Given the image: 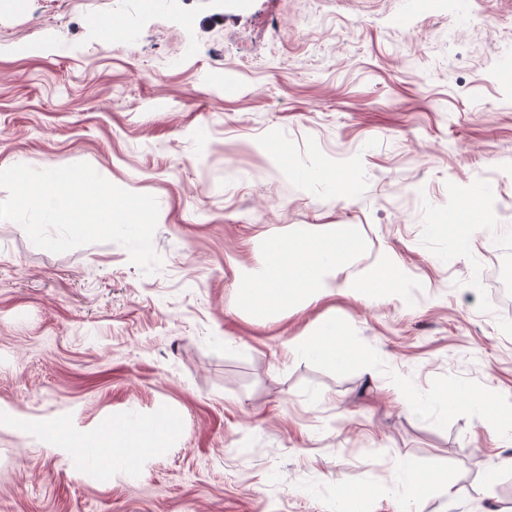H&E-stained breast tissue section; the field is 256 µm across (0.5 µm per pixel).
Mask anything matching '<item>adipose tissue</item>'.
Segmentation results:
<instances>
[{
	"label": "adipose tissue",
	"instance_id": "obj_1",
	"mask_svg": "<svg viewBox=\"0 0 512 512\" xmlns=\"http://www.w3.org/2000/svg\"><path fill=\"white\" fill-rule=\"evenodd\" d=\"M284 347L287 356L297 363L307 360L330 365L357 362L369 371L379 361L374 352L355 344L351 336L332 322L318 327L314 333L287 339ZM180 431L178 413L166 411L134 421L126 418L113 425L99 427L84 434L77 445L92 448L102 461V469L135 468L162 453ZM398 475L399 488L414 505L419 504L430 492L448 488L445 476L424 473L410 460L401 462Z\"/></svg>",
	"mask_w": 512,
	"mask_h": 512
}]
</instances>
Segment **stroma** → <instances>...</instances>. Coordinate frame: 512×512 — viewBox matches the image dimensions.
Returning <instances> with one entry per match:
<instances>
[{
	"mask_svg": "<svg viewBox=\"0 0 512 512\" xmlns=\"http://www.w3.org/2000/svg\"><path fill=\"white\" fill-rule=\"evenodd\" d=\"M0 10V170L89 163L159 203V270L101 242L36 247L0 221V512H336L401 461L445 475L422 512H512V445L481 402L512 399V321L484 222L512 227V0H22ZM348 180L340 196L292 165ZM490 189L464 216L460 202ZM474 225L457 249L431 227ZM358 225L421 285L414 305L344 292L261 325L236 270L264 239ZM336 322L381 361L294 364ZM448 392L408 413L400 384ZM184 431L135 470L57 444L139 415Z\"/></svg>",
	"mask_w": 512,
	"mask_h": 512,
	"instance_id": "1",
	"label": "stroma"
}]
</instances>
